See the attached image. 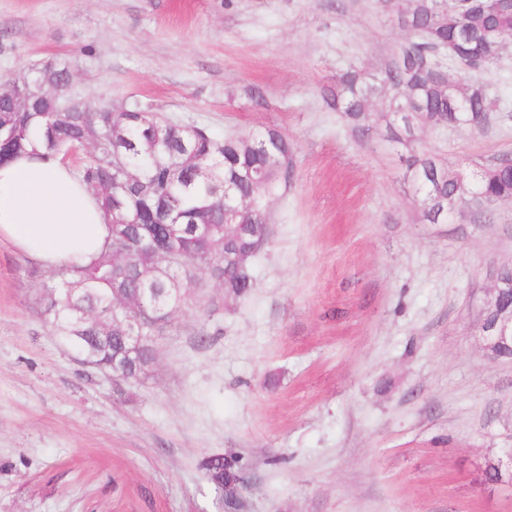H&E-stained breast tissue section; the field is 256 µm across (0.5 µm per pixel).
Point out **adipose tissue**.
<instances>
[{
	"label": "adipose tissue",
	"instance_id": "adipose-tissue-1",
	"mask_svg": "<svg viewBox=\"0 0 512 512\" xmlns=\"http://www.w3.org/2000/svg\"><path fill=\"white\" fill-rule=\"evenodd\" d=\"M0 237L47 269L90 264L111 243L97 197L39 146L0 164Z\"/></svg>",
	"mask_w": 512,
	"mask_h": 512
}]
</instances>
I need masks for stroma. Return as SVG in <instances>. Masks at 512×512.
Masks as SVG:
<instances>
[{"label": "stroma", "instance_id": "obj_1", "mask_svg": "<svg viewBox=\"0 0 512 512\" xmlns=\"http://www.w3.org/2000/svg\"><path fill=\"white\" fill-rule=\"evenodd\" d=\"M409 36L379 0H0V76L65 63L76 98L221 138L277 129L294 166L251 293L194 265L136 379L74 359L41 316L43 268L0 238V512H222L211 453L243 459L242 512H512V485L483 480L512 448V362L479 333L512 200L428 224L404 177L415 150L452 169L512 152V43L480 77L489 130L409 149L378 100L360 139L322 92Z\"/></svg>", "mask_w": 512, "mask_h": 512}]
</instances>
